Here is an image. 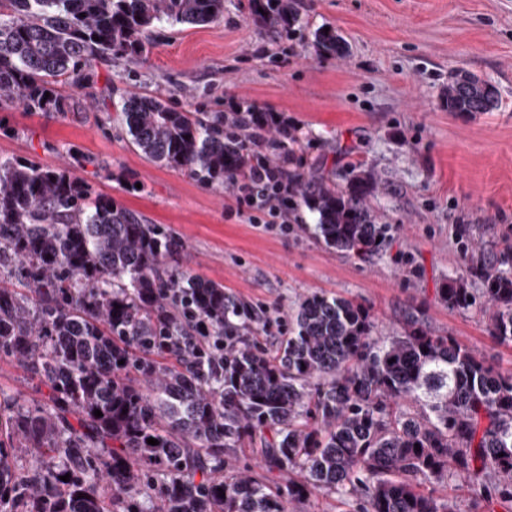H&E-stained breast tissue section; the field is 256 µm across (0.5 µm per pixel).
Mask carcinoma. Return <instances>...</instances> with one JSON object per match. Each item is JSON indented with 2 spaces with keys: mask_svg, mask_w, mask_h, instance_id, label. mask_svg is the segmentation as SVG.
Listing matches in <instances>:
<instances>
[{
  "mask_svg": "<svg viewBox=\"0 0 512 512\" xmlns=\"http://www.w3.org/2000/svg\"><path fill=\"white\" fill-rule=\"evenodd\" d=\"M249 8L271 40L300 24V0ZM223 20L224 0H0V111L75 112L60 86L85 89L97 63L143 58L167 27ZM311 45L348 49L332 26ZM446 101L476 114L498 96L461 71ZM120 123L151 162L212 187L235 182L260 144L292 185L288 211L305 206L329 248L371 256L390 231L369 205L374 174L292 166L295 130L271 112H186L129 92ZM185 251L69 168L0 157V279L31 291L0 286V352L48 388L34 407L0 401L8 512H146L150 491L158 512H290L321 492L359 497V512H453L420 491L450 476L512 500V375L412 315L375 336L368 310L321 293L302 299L271 351L223 285L170 265ZM439 297L461 311L490 306V334L512 343V244L478 258L463 250ZM189 336L224 337V354L182 352ZM255 438L265 475L224 469V456ZM18 443L32 449L22 472L9 463ZM286 471L303 480L270 485Z\"/></svg>",
  "mask_w": 512,
  "mask_h": 512,
  "instance_id": "carcinoma-1",
  "label": "carcinoma"
}]
</instances>
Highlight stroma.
I'll return each mask as SVG.
<instances>
[{
	"mask_svg": "<svg viewBox=\"0 0 512 512\" xmlns=\"http://www.w3.org/2000/svg\"><path fill=\"white\" fill-rule=\"evenodd\" d=\"M326 25L345 36V55L311 46L313 31ZM461 70L496 88V109L447 110L448 82ZM97 72L111 76L116 93L101 83L76 91L79 111H1L0 156L52 166L96 156L101 168L86 167L82 177L181 238L191 274L262 307L267 321L257 334L268 347L279 343L299 299L323 292L369 310L375 335H392L412 314L512 372V344L491 336L486 316L450 309L438 296L459 271L463 241L477 249L512 243V0H303L300 30L276 42L258 33L247 0H224L223 22L174 27L144 58ZM133 91L190 112L252 105L279 113L299 137L297 163L340 170L351 162L374 172L370 204L391 227L382 251L360 259L327 247L304 208L283 232L225 217L232 186L200 184L128 143L117 112L121 94ZM133 182L140 190H130ZM0 390L30 407L44 386L0 353ZM435 495L456 512H512L511 501L480 497L455 480Z\"/></svg>",
	"mask_w": 512,
	"mask_h": 512,
	"instance_id": "35a3bbf8",
	"label": "stroma"
}]
</instances>
